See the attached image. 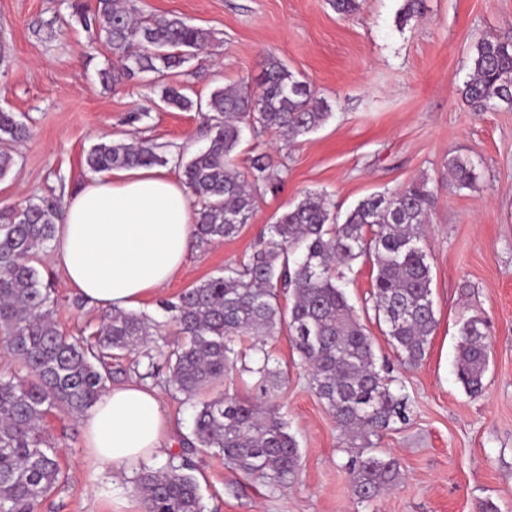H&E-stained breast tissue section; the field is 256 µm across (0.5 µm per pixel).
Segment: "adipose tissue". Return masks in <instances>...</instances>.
<instances>
[{
	"instance_id": "adipose-tissue-1",
	"label": "adipose tissue",
	"mask_w": 512,
	"mask_h": 512,
	"mask_svg": "<svg viewBox=\"0 0 512 512\" xmlns=\"http://www.w3.org/2000/svg\"><path fill=\"white\" fill-rule=\"evenodd\" d=\"M194 213L185 186L157 169L92 175L67 199L53 241L65 287L104 309L156 294L193 248ZM89 459L130 472L162 458L176 429L156 389L113 387L81 417Z\"/></svg>"
}]
</instances>
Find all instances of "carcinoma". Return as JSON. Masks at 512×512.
Segmentation results:
<instances>
[{"mask_svg":"<svg viewBox=\"0 0 512 512\" xmlns=\"http://www.w3.org/2000/svg\"><path fill=\"white\" fill-rule=\"evenodd\" d=\"M72 8L93 39L120 58L119 68L100 71L106 85L175 74L210 39L209 31L175 15L142 20L129 0H96L92 10L76 0ZM423 8V0H403L400 22L421 16ZM470 70L462 99L471 111L512 107L511 43L482 39L472 50ZM162 98L169 106L209 113L208 145L187 161L177 160L194 197L199 246L236 237L252 216L254 193L283 183L264 152L251 157L247 172L234 169L243 124L294 142L320 127L331 111L307 81L276 59L268 60L257 92L246 83L219 87L195 104L168 85ZM28 136L14 113L0 111L1 179L15 165L12 144ZM167 163L149 140L100 142L86 155L94 174ZM448 170L458 187L472 186L469 159L450 158ZM433 202L428 181L418 180L364 198L341 220L326 193L310 192L267 225V237L238 264L163 303L182 339L148 357V372L139 378L161 376L168 389L195 401L187 448L212 450L243 475L271 485L295 475L298 443L275 402L282 377L269 368V355L253 369L265 406L226 393L201 398L235 369L237 337L275 336L285 329L312 388L333 413L345 443L357 450L348 465L353 494L371 501L395 484L399 461L374 453L371 437L405 418L404 399L377 367L372 339L348 302L345 271L361 257L376 268L375 317L400 362L419 364L437 324L423 246ZM63 215L64 204L55 197L0 209V341L25 371L0 373V512H36L40 499L67 482L46 419L57 410L82 415L112 375L123 372L112 361L152 336L147 315L121 309L104 319L90 344L57 327L53 283L33 261L53 241ZM459 336L458 380L468 395L480 396L491 351L484 324L467 320ZM193 470L190 461L173 458L158 470L142 468L136 487L144 512H204Z\"/></svg>","mask_w":512,"mask_h":512,"instance_id":"carcinoma-1","label":"carcinoma"}]
</instances>
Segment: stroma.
I'll list each match as a JSON object with an SVG mask.
<instances>
[{
	"instance_id": "obj_1",
	"label": "stroma",
	"mask_w": 512,
	"mask_h": 512,
	"mask_svg": "<svg viewBox=\"0 0 512 512\" xmlns=\"http://www.w3.org/2000/svg\"><path fill=\"white\" fill-rule=\"evenodd\" d=\"M72 0H0V110L31 129L15 148L16 164L0 179V207L65 197L90 173L85 156L103 140L128 134L162 144L166 169L208 142L198 110L163 103L162 86L134 79L107 89L100 69L117 56L91 43ZM140 16L177 15L208 29L212 39L170 76L193 101L238 82L258 88L268 59L280 60L313 84L332 106L318 130L289 142L245 127L235 154L239 171L268 153L285 172L277 190L255 194L253 215L232 239L193 247L181 272L138 307L155 320L154 342L125 355L128 366L155 353L156 339L180 335L160 308L199 280L249 254L275 215L306 192H327L339 213L366 196L424 178L435 193L425 249L438 321L424 360L399 362L371 309L374 273L352 265L349 302L374 342L378 365L406 399V418L373 439L375 452L397 457L396 487L363 502L351 491L346 446L336 420L315 394L287 333L242 337L236 368L221 392L262 400L254 374L262 354L286 382L277 398L295 435L301 465L287 486L248 478L224 460L196 451L195 476L205 512H512V110L474 112L461 90L469 55L482 38L512 42V0H424L421 17L400 24L403 0H360L353 14L330 0H132ZM460 155L475 167L473 187L459 189L447 161ZM55 285L54 319L65 335L91 333L104 309L66 288L52 249L35 260ZM479 317L491 343L482 396L457 378L459 328ZM48 433L69 479L41 499L37 512H143L133 473L116 474L88 459L80 421L65 413Z\"/></svg>"
}]
</instances>
